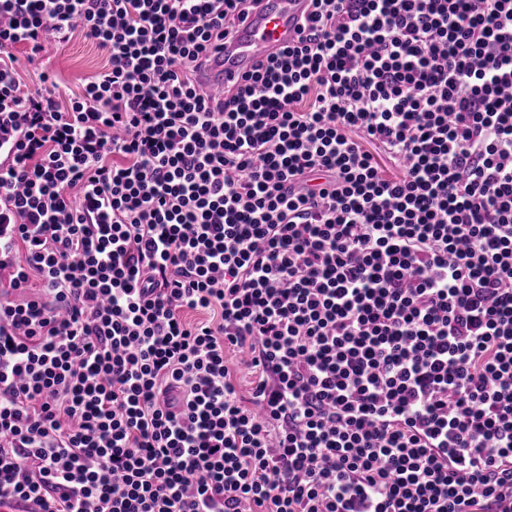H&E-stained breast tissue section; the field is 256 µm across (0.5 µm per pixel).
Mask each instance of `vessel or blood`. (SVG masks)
<instances>
[{"label": "vessel or blood", "instance_id": "1", "mask_svg": "<svg viewBox=\"0 0 512 512\" xmlns=\"http://www.w3.org/2000/svg\"><path fill=\"white\" fill-rule=\"evenodd\" d=\"M310 10L309 0H261L223 52L201 72L199 82L222 91L241 81L259 59L278 55L296 43Z\"/></svg>", "mask_w": 512, "mask_h": 512}]
</instances>
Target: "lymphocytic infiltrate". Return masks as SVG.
<instances>
[{
	"instance_id": "lymphocytic-infiltrate-1",
	"label": "lymphocytic infiltrate",
	"mask_w": 512,
	"mask_h": 512,
	"mask_svg": "<svg viewBox=\"0 0 512 512\" xmlns=\"http://www.w3.org/2000/svg\"><path fill=\"white\" fill-rule=\"evenodd\" d=\"M257 2L0 0V497L512 512V0H312L212 97ZM14 54L19 58V70L23 73L24 81L31 82L35 79L33 71L40 73L47 70L56 76L61 90L66 93H78L81 80L100 72L106 63L102 50L82 34H75L64 45L49 47L41 60L34 64L26 61L22 51L15 50Z\"/></svg>"
}]
</instances>
